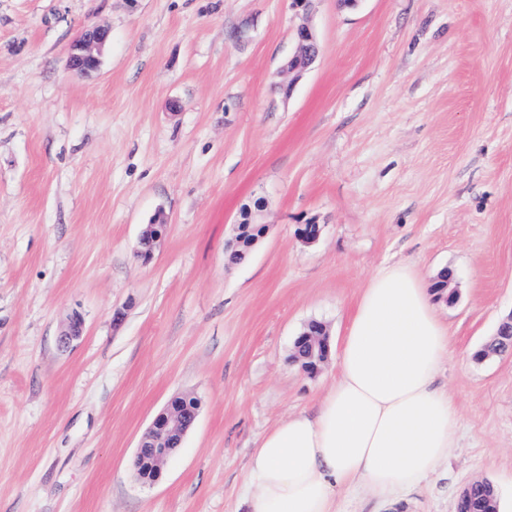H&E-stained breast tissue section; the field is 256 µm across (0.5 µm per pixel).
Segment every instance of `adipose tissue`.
I'll use <instances>...</instances> for the list:
<instances>
[{"mask_svg": "<svg viewBox=\"0 0 512 512\" xmlns=\"http://www.w3.org/2000/svg\"><path fill=\"white\" fill-rule=\"evenodd\" d=\"M448 359L429 285L388 265L355 307L317 412L288 416L254 449L248 512H336L337 488L392 499L423 482L459 440L455 402L437 383Z\"/></svg>", "mask_w": 512, "mask_h": 512, "instance_id": "1", "label": "adipose tissue"}]
</instances>
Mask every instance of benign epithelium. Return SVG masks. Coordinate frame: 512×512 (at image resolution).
Wrapping results in <instances>:
<instances>
[{"mask_svg": "<svg viewBox=\"0 0 512 512\" xmlns=\"http://www.w3.org/2000/svg\"><path fill=\"white\" fill-rule=\"evenodd\" d=\"M108 32L100 26L85 30L74 43L68 56V66L82 74L95 71L101 63V49L106 42ZM297 52L288 61V70L304 71L313 66L318 57L316 37L312 28L302 24L296 29ZM265 199L259 197L252 205L244 208L241 219L235 225V236L227 244L225 251L251 250L265 237L268 226L261 221L265 210ZM167 230V222L156 216L143 229L139 241L137 256L144 260L152 258L155 248ZM82 335V320L73 317L60 335L63 346L69 347ZM328 331H322V337L309 342L308 355L302 371L314 374L329 354ZM198 416V407H188L174 397L154 417L141 436L133 459V472L136 480L143 485L155 483L169 458L181 447L185 435L194 426Z\"/></svg>", "mask_w": 512, "mask_h": 512, "instance_id": "7a95c632", "label": "benign epithelium"}]
</instances>
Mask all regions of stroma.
Instances as JSON below:
<instances>
[{
  "mask_svg": "<svg viewBox=\"0 0 512 512\" xmlns=\"http://www.w3.org/2000/svg\"><path fill=\"white\" fill-rule=\"evenodd\" d=\"M302 23L319 56L287 92ZM93 25L101 65L71 71ZM258 197L268 233L226 266ZM393 262L455 273L438 382L460 437L396 504L351 487L338 512H454L477 478L512 512V353L473 358L512 313V0H0V512H246L260 437L336 375L293 366L295 338L319 320L339 351ZM179 395L197 422L140 484ZM167 222L160 215L156 216L150 224L143 229L139 241L137 256L143 260L152 258L155 248L167 230ZM193 404L190 408L177 397L172 398L141 436L133 459V472L139 483L151 485L160 478L163 467L196 422L199 408L196 401Z\"/></svg>",
  "mask_w": 512,
  "mask_h": 512,
  "instance_id": "1",
  "label": "stroma"
}]
</instances>
